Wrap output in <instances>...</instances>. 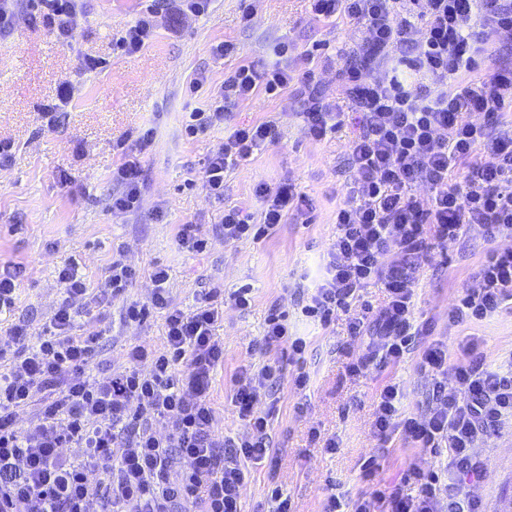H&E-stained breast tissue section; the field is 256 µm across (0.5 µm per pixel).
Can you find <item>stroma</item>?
<instances>
[{"label":"stroma","instance_id":"stroma-1","mask_svg":"<svg viewBox=\"0 0 512 512\" xmlns=\"http://www.w3.org/2000/svg\"><path fill=\"white\" fill-rule=\"evenodd\" d=\"M248 5L254 13L245 25L240 17ZM138 11L137 0H88L78 35L69 44L30 27L22 16L11 34L0 36V139L13 144L11 162L0 166V264L21 262L27 267L14 308L0 315V337L9 336L17 324L25 326L28 336L41 335L62 299L58 270L73 258L81 261L93 293L112 261L122 260L141 272L126 297L114 298L97 316L82 311L76 316L79 332L104 333L94 359L100 377L124 368L129 346L158 347L164 342L161 314L141 324L122 318L127 299H148L147 273L153 266L167 269L171 296L187 310L209 285L223 286L228 293L249 286L251 308L225 306L215 330L224 343V364L215 371L211 387L217 433L234 438L246 431L230 392L231 379L244 362L259 367L277 361L283 371L274 394L272 453L253 469L243 490L242 512H265L266 488L273 479L282 484L296 512H323L335 486L354 497L374 482L383 488L400 484L406 494L416 495V486L403 482L407 470L415 462L439 468L440 458L398 439L379 449L371 423L374 401L388 380L403 387L406 413L425 412L433 380L419 368V350L384 370L353 377L346 366L363 357L367 341L348 336V314L337 312L335 322L325 328L301 313L299 277L317 274L320 257L336 236V208L350 180L354 120H347L334 137L315 142L305 137L297 118L298 91L244 101L233 112L232 123L272 120L278 138L226 174L220 201L208 198L197 176L221 146L223 129L193 138L184 133L188 113L218 97L225 70L242 58L259 66L274 62L273 49L285 40L300 53L319 47L328 58L329 68L316 71L315 95L329 100L343 96L334 65L361 41L364 29L345 19H315L308 0H212L200 17L176 22L170 14L159 13L156 36L140 52L128 55L115 42ZM225 40L237 44L239 57L214 56V46ZM86 54L107 59V67L79 72L78 59ZM203 70L209 84L201 95H189L188 83ZM65 81L77 87L74 105L56 126L46 127L39 107ZM149 126L155 134L142 159L141 207L113 214L112 167L118 158L112 143ZM284 182L310 199V223L279 225L258 241L225 243L219 226L225 206L258 210L257 185ZM158 209L163 212L159 219L154 216ZM188 221L201 225L208 240L205 251L189 253L178 247L177 227ZM495 246L512 247V238L492 242L473 228L456 244L434 246L420 270L416 315L430 323L434 338L447 343L449 366L463 361L462 347L470 340L492 367L512 353V314L460 326L448 322L449 306L462 289L475 287L474 273ZM275 306L287 311L291 333L308 343L304 368L311 383L302 396L307 403L300 415L295 405L302 397L292 386L287 353L257 348L268 311ZM313 425L336 436V451L310 447L307 430ZM476 453L487 475L468 485V493L489 512H512V420L501 424ZM372 456L380 467L368 482L363 466Z\"/></svg>","mask_w":512,"mask_h":512}]
</instances>
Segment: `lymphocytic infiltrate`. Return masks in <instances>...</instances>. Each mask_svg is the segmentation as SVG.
<instances>
[{"instance_id":"f902f5d3","label":"lymphocytic infiltrate","mask_w":512,"mask_h":512,"mask_svg":"<svg viewBox=\"0 0 512 512\" xmlns=\"http://www.w3.org/2000/svg\"><path fill=\"white\" fill-rule=\"evenodd\" d=\"M315 17L340 16L362 25L366 36L350 50L337 73L345 99L308 96L299 118L307 138L335 135L347 112L358 113L350 144L352 179L336 210V237L323 255L322 273L312 281L303 314L329 325L337 311L350 313L351 338L368 337L369 354L349 363V375L399 363L416 339L427 337L420 367L436 383L422 417L404 415L400 384L383 385L376 397L371 431L379 444L393 437L443 454L437 472L412 464L401 487L375 489L356 499L330 495L323 512H484L481 500L463 493L466 480L484 479L486 467L475 449L506 419H512V355L492 368L479 357L457 367L454 384L444 376L448 348L431 340V325L414 317L418 272L434 245L454 244L468 228L488 240L512 237V0H309ZM31 27L64 42L75 39L85 15L83 0H0V34L18 14ZM289 43L275 53L279 63L259 69L239 65L226 74L219 96L189 114L187 134L226 126L221 147L202 171L213 199L224 197V175L275 142L274 123L232 125L238 105L259 93L298 85L310 87L319 62L305 51L304 70L288 66ZM154 137L112 145L121 156L112 171L113 212L139 208L144 182L136 156ZM461 181H454L455 172ZM422 194H415V187ZM256 194L259 214L224 209V240L260 239L278 225L309 221L310 201L293 184ZM139 270L113 261L97 293H90L76 264L58 279L65 296L42 336L28 340L22 327L10 333L12 348L0 346V512H241L249 463L270 453V413L255 405L270 397L280 367L240 366L232 401L249 431L234 441L214 428L212 375L224 363V344L214 329L225 305L244 310L251 291L222 297L219 287L202 290L193 309L175 304L168 273L154 266L148 302L124 309L128 322L161 311L163 347L134 345L125 368L100 379L91 362L101 336L74 332L73 304L93 308L122 295ZM477 287L466 289L448 310L453 325L512 313V249H492L476 272ZM384 290L379 310L362 303L370 285ZM264 349L287 347L296 367L295 389H306V342L288 329V315L271 308ZM38 403L28 431L15 426L18 409ZM165 422L159 434L156 422ZM82 456L67 455L70 447Z\"/></svg>"}]
</instances>
